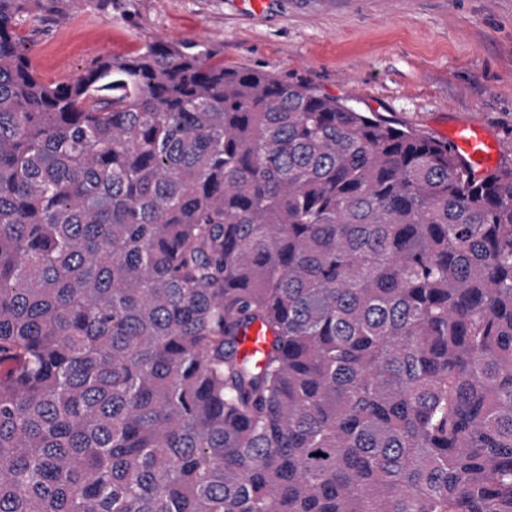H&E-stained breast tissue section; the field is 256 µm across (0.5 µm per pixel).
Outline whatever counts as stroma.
<instances>
[{
	"instance_id": "1",
	"label": "stroma",
	"mask_w": 512,
	"mask_h": 512,
	"mask_svg": "<svg viewBox=\"0 0 512 512\" xmlns=\"http://www.w3.org/2000/svg\"><path fill=\"white\" fill-rule=\"evenodd\" d=\"M19 35L48 82L151 41L200 42L436 138L475 120L512 142V0H120L111 18Z\"/></svg>"
}]
</instances>
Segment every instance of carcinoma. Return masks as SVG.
I'll return each mask as SVG.
<instances>
[{"mask_svg":"<svg viewBox=\"0 0 512 512\" xmlns=\"http://www.w3.org/2000/svg\"><path fill=\"white\" fill-rule=\"evenodd\" d=\"M115 2L0 0V512H512V167L203 43L43 82Z\"/></svg>","mask_w":512,"mask_h":512,"instance_id":"1","label":"carcinoma"}]
</instances>
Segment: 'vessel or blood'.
Here are the masks:
<instances>
[{"label": "vessel or blood", "instance_id": "vessel-or-blood-1", "mask_svg": "<svg viewBox=\"0 0 512 512\" xmlns=\"http://www.w3.org/2000/svg\"><path fill=\"white\" fill-rule=\"evenodd\" d=\"M444 137L452 151L477 175L493 166L503 154L512 152L511 144L493 137L476 121L449 124Z\"/></svg>", "mask_w": 512, "mask_h": 512}]
</instances>
